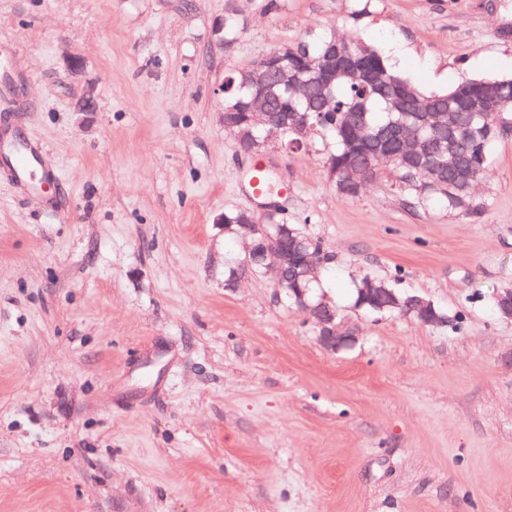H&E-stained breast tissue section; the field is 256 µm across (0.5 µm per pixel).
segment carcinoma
Returning a JSON list of instances; mask_svg holds the SVG:
<instances>
[{"mask_svg":"<svg viewBox=\"0 0 512 512\" xmlns=\"http://www.w3.org/2000/svg\"><path fill=\"white\" fill-rule=\"evenodd\" d=\"M243 25L233 10L224 13V44L233 46ZM288 70L306 75L303 91L271 81L265 93L271 112H296L299 124L288 128V144L301 148L317 139H332L326 162L336 171L334 183L343 197L358 195L370 182L385 180L404 203L449 208L464 204L470 190L491 164L490 148L512 127V110L478 115L465 108L472 99H512V79L466 77L441 93H425L397 73L371 44L355 35L304 36L288 45ZM254 89L245 71L224 75V113L241 128L249 121ZM453 156L454 164L448 163ZM471 178L460 187V170ZM299 256L329 264L330 257L314 236L293 228ZM254 262L243 260L224 269V281L258 275ZM283 293L313 281L299 278L296 264L283 272Z\"/></svg>","mask_w":512,"mask_h":512,"instance_id":"1","label":"carcinoma"}]
</instances>
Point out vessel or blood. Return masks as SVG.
<instances>
[{"label": "vessel or blood", "instance_id": "1", "mask_svg": "<svg viewBox=\"0 0 512 512\" xmlns=\"http://www.w3.org/2000/svg\"><path fill=\"white\" fill-rule=\"evenodd\" d=\"M0 172L10 176L18 189L44 208H55V198L45 193L44 188L58 182L60 176L40 143L15 139L12 130L0 127Z\"/></svg>", "mask_w": 512, "mask_h": 512}]
</instances>
